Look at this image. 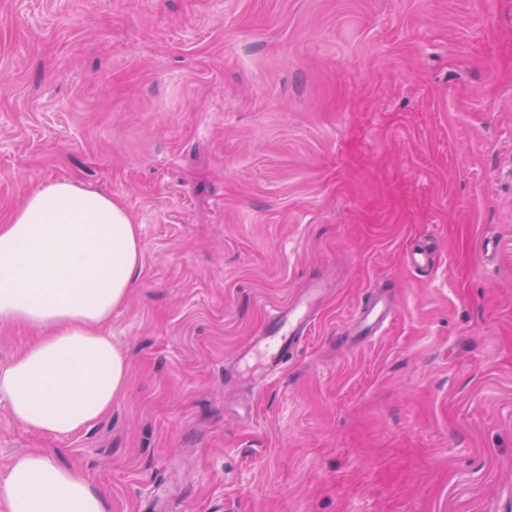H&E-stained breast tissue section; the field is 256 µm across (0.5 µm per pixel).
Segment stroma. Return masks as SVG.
<instances>
[{
	"label": "stroma",
	"instance_id": "1",
	"mask_svg": "<svg viewBox=\"0 0 512 512\" xmlns=\"http://www.w3.org/2000/svg\"><path fill=\"white\" fill-rule=\"evenodd\" d=\"M63 178L139 228L129 382L61 438L0 401V471L57 452L112 512H512V0H0V223ZM318 283L281 371L228 380ZM394 316L392 307L385 298L376 295L371 301L362 304L354 314L353 331L356 336L362 338L364 344L377 329L384 327Z\"/></svg>",
	"mask_w": 512,
	"mask_h": 512
}]
</instances>
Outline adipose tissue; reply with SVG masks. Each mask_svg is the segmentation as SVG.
Listing matches in <instances>:
<instances>
[{
	"mask_svg": "<svg viewBox=\"0 0 512 512\" xmlns=\"http://www.w3.org/2000/svg\"><path fill=\"white\" fill-rule=\"evenodd\" d=\"M137 225L111 194L70 179L39 184L0 224V320L39 340L0 368V399L20 426L57 437L94 425L129 380L124 352L101 326L137 283ZM8 512H110L81 471L41 451L0 473Z\"/></svg>",
	"mask_w": 512,
	"mask_h": 512,
	"instance_id": "obj_1",
	"label": "adipose tissue"
}]
</instances>
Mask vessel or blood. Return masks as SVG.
<instances>
[{"mask_svg": "<svg viewBox=\"0 0 512 512\" xmlns=\"http://www.w3.org/2000/svg\"><path fill=\"white\" fill-rule=\"evenodd\" d=\"M322 295L321 289H309L307 294L284 306L270 309L251 349L257 352L268 374H276L294 351L303 336L309 334L314 323V311ZM394 316L392 307L382 296H375L361 305L354 314L353 331L362 339H369L377 329L384 327Z\"/></svg>", "mask_w": 512, "mask_h": 512, "instance_id": "obj_1", "label": "vessel or blood"}]
</instances>
